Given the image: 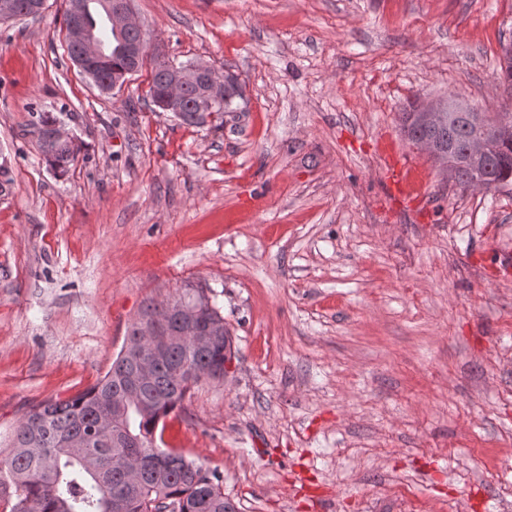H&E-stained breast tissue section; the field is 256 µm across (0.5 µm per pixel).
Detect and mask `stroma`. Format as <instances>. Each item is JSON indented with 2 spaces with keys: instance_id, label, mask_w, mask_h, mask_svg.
Here are the masks:
<instances>
[{
  "instance_id": "stroma-1",
  "label": "stroma",
  "mask_w": 512,
  "mask_h": 512,
  "mask_svg": "<svg viewBox=\"0 0 512 512\" xmlns=\"http://www.w3.org/2000/svg\"><path fill=\"white\" fill-rule=\"evenodd\" d=\"M152 56L239 75L220 129L101 92L64 0L0 23V449L110 368L149 301L209 288L232 338L164 420L237 512H512V182L465 190L411 102L501 112L512 0H133ZM82 143L56 176L41 112ZM413 162L395 196L382 159Z\"/></svg>"
}]
</instances>
